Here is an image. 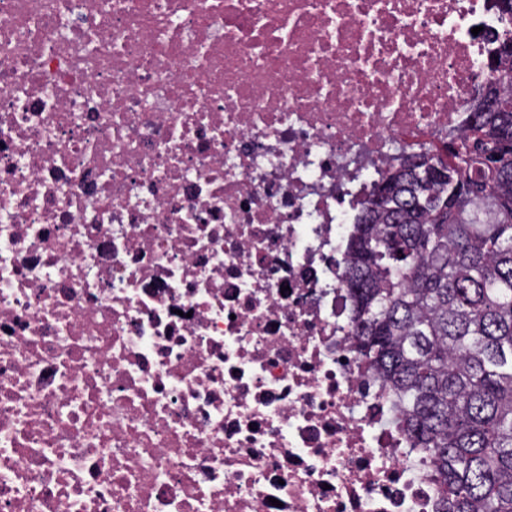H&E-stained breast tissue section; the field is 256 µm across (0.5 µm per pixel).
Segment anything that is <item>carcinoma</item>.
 Returning a JSON list of instances; mask_svg holds the SVG:
<instances>
[{
    "mask_svg": "<svg viewBox=\"0 0 512 512\" xmlns=\"http://www.w3.org/2000/svg\"><path fill=\"white\" fill-rule=\"evenodd\" d=\"M468 129L401 155L361 202L355 339L446 512H512V0Z\"/></svg>",
    "mask_w": 512,
    "mask_h": 512,
    "instance_id": "cac0c4a2",
    "label": "carcinoma"
}]
</instances>
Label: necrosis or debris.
Masks as SVG:
<instances>
[{
    "label": "necrosis or debris",
    "mask_w": 512,
    "mask_h": 512,
    "mask_svg": "<svg viewBox=\"0 0 512 512\" xmlns=\"http://www.w3.org/2000/svg\"><path fill=\"white\" fill-rule=\"evenodd\" d=\"M501 17L0 0V512H442L343 279Z\"/></svg>",
    "instance_id": "necrosis-or-debris-1"
}]
</instances>
